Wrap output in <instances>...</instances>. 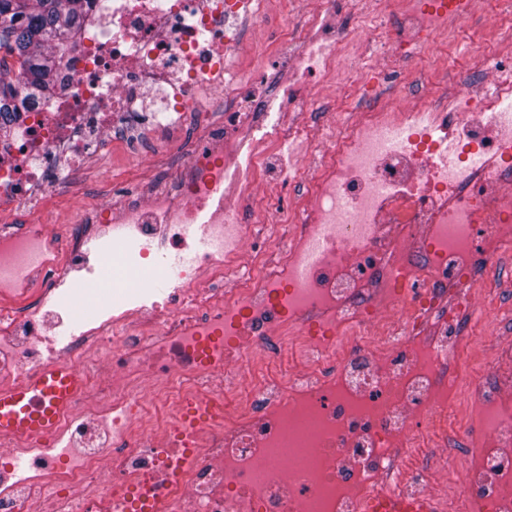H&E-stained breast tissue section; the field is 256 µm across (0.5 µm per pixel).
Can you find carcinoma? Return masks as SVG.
I'll return each instance as SVG.
<instances>
[{
  "label": "carcinoma",
  "instance_id": "carcinoma-1",
  "mask_svg": "<svg viewBox=\"0 0 512 512\" xmlns=\"http://www.w3.org/2000/svg\"><path fill=\"white\" fill-rule=\"evenodd\" d=\"M88 0H0V122L19 112L30 87L44 99L81 47Z\"/></svg>",
  "mask_w": 512,
  "mask_h": 512
}]
</instances>
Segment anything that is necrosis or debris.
Wrapping results in <instances>:
<instances>
[{
	"label": "necrosis or debris",
	"mask_w": 512,
	"mask_h": 512,
	"mask_svg": "<svg viewBox=\"0 0 512 512\" xmlns=\"http://www.w3.org/2000/svg\"><path fill=\"white\" fill-rule=\"evenodd\" d=\"M352 4L342 27L336 0L301 9L304 32L270 52L289 75L275 86L226 68L265 0H90L67 96L28 104L0 144V389L56 365L83 379L47 442L0 438V512H139L145 491L157 512H364L377 494L432 493L436 472L404 458L452 438L472 457L454 512H512V368L487 344L457 353L479 268L512 252V54L497 51L512 47V0H495L476 45L485 91L465 77L423 106L416 78L399 91L389 76L480 21L483 0ZM356 39L383 48L381 83L340 79ZM331 80L349 117L324 134L255 120L278 99L310 111V85ZM214 100L223 118L177 179L97 213L112 287L84 310L98 291L85 227L54 231L55 175L109 141L133 159L173 151ZM316 141L317 166H300ZM278 185L293 205L269 195ZM165 247L202 253L160 299L150 255ZM57 323L78 335L58 344ZM281 351L296 366L267 374ZM478 363L475 438L449 419L448 387Z\"/></svg>",
	"instance_id": "4bbe7bcc"
}]
</instances>
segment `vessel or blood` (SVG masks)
Here are the masks:
<instances>
[{"label":"vessel or blood","instance_id":"1","mask_svg":"<svg viewBox=\"0 0 512 512\" xmlns=\"http://www.w3.org/2000/svg\"><path fill=\"white\" fill-rule=\"evenodd\" d=\"M81 385L76 372L57 365L29 383L1 389L0 435L30 438L51 433ZM365 512H438V508L428 495H388L367 499Z\"/></svg>","mask_w":512,"mask_h":512}]
</instances>
